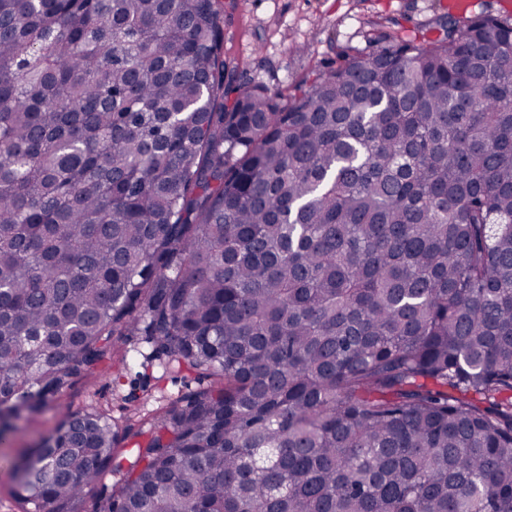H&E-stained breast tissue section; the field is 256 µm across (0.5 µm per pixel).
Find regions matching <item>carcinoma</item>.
Instances as JSON below:
<instances>
[{
	"label": "carcinoma",
	"instance_id": "cac0c4a2",
	"mask_svg": "<svg viewBox=\"0 0 512 512\" xmlns=\"http://www.w3.org/2000/svg\"><path fill=\"white\" fill-rule=\"evenodd\" d=\"M223 14L0 0V404L113 336L216 376L127 468L67 413L21 512H512V19L285 99L235 78Z\"/></svg>",
	"mask_w": 512,
	"mask_h": 512
}]
</instances>
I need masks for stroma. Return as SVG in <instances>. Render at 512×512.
Returning a JSON list of instances; mask_svg holds the SVG:
<instances>
[{"label": "stroma", "instance_id": "stroma-1", "mask_svg": "<svg viewBox=\"0 0 512 512\" xmlns=\"http://www.w3.org/2000/svg\"><path fill=\"white\" fill-rule=\"evenodd\" d=\"M449 0H224V55L239 81H261L284 95L345 55L372 51L386 34L419 37L449 11ZM116 357L73 378L40 412L16 421L0 441V512H20L12 465L59 424L64 410L96 409L119 426L117 450L128 454L138 434L180 397L210 385L209 370L153 357L140 336L112 339ZM121 380H114L116 369Z\"/></svg>", "mask_w": 512, "mask_h": 512}]
</instances>
